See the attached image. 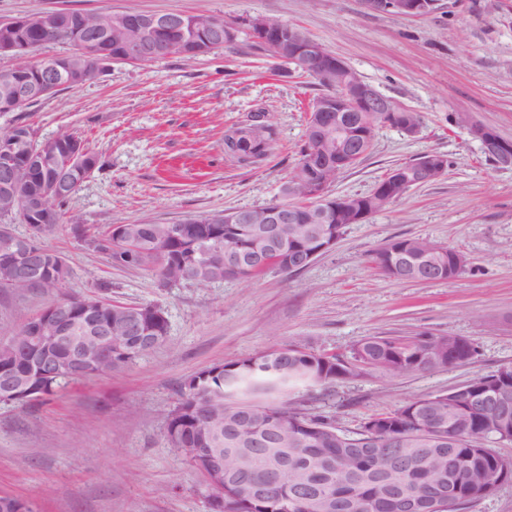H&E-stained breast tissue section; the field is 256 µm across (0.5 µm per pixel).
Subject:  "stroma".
I'll use <instances>...</instances> for the list:
<instances>
[{"label": "stroma", "instance_id": "35a3bbf8", "mask_svg": "<svg viewBox=\"0 0 512 512\" xmlns=\"http://www.w3.org/2000/svg\"><path fill=\"white\" fill-rule=\"evenodd\" d=\"M46 9L183 12L235 22L233 42L148 65L115 63L94 84L0 112L38 136L77 132L102 167L65 206L95 231L117 224H178L280 201L299 159L312 77L284 78L254 45L246 19L293 25L367 83L419 113L415 136L381 125L371 152L330 185L364 194L394 166L437 152L446 176L410 190L299 272L273 270L209 286L161 285L149 266L118 268L69 230L46 241L73 269L62 289L0 288V341L66 295L162 307L166 341L123 371L68 385L21 408L0 403V494L37 512H209L203 476L166 437L183 380L207 367L293 344L350 358L367 336H461L466 364L388 376L376 371L296 391L295 406L345 430L405 400L457 388L512 363V168L486 161L459 115L512 141V0H438L424 17L371 13L361 0H0V20ZM264 114L276 130L265 157L224 152L233 125ZM420 237L462 252L468 265L430 283L394 279L372 261L386 242Z\"/></svg>", "mask_w": 512, "mask_h": 512}]
</instances>
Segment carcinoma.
I'll use <instances>...</instances> for the list:
<instances>
[{
    "instance_id": "1",
    "label": "carcinoma",
    "mask_w": 512,
    "mask_h": 512,
    "mask_svg": "<svg viewBox=\"0 0 512 512\" xmlns=\"http://www.w3.org/2000/svg\"><path fill=\"white\" fill-rule=\"evenodd\" d=\"M106 12L80 10H46L16 18V27H0V48L15 42L23 52L35 53L51 43L71 47L86 32L82 24L104 20ZM209 17L184 16L179 30H165L164 38L180 41L173 56L195 57L220 47L205 40L197 29ZM96 38L106 56L114 62L125 59L123 42L127 34L119 28L96 29ZM68 56L44 58L34 64L0 71V81L33 83L44 70L43 62L63 64ZM12 130L30 137L26 143L32 152L39 145L55 147L60 158L36 167L30 174L32 191L41 193L50 186L53 173L64 166L72 146L82 155L83 164L74 173L72 189L49 204V220L36 238L43 257L41 289L62 287L72 275L69 265H57L59 253L43 245L63 223V206L81 185L101 168L98 155L90 151L81 137L69 130L39 139L31 125L17 121ZM275 144L270 125L253 123L233 126L224 138V152L245 160L261 157ZM302 219L282 228L285 242L302 241L309 234L308 204L312 199L303 193L291 200ZM213 216H199L182 224H127V236L144 244L152 238L166 243L162 263L157 266L162 283L172 279L208 286L224 280H242L259 272L252 268L230 271L224 266V250L242 254L249 251L250 241L237 231L235 224H214ZM72 234L93 248L107 253L112 263L121 267L146 264L141 254L125 248L114 238L112 229L89 236L85 227L72 219ZM429 241L399 238L386 243L373 257H380L404 246L409 275L406 281L429 282V255L423 248ZM121 312L144 310L161 314L158 326L168 334V320L155 305H124ZM149 352L146 346L129 343L101 357L98 362L106 371L119 372L134 359ZM476 353L467 339L459 343L450 336L421 334L409 339L368 336L353 349L352 360L311 350L280 346L254 354L240 361L214 365L190 377L181 387L182 397L169 415L166 437L169 445L189 456L197 448H209L226 458L231 477L254 484L267 479L270 462L284 467L281 495L292 497L299 484L310 488L323 503L320 512H406L408 503L419 504L420 512H456L461 506L478 502L512 484V457L497 451L503 442L512 443V391L499 400H485L487 390L504 376L512 387V364H505L455 389L422 398L410 399L398 407L363 420L353 431L343 430L322 415L301 412L292 407L288 395L299 387L327 386L351 379L368 368L389 376L443 369L464 365ZM53 371L38 369L32 356L22 347L0 348V368L27 381L38 401L54 396L65 382L81 380L77 371L57 354ZM450 477L456 493L444 501L436 498L443 477Z\"/></svg>"
}]
</instances>
